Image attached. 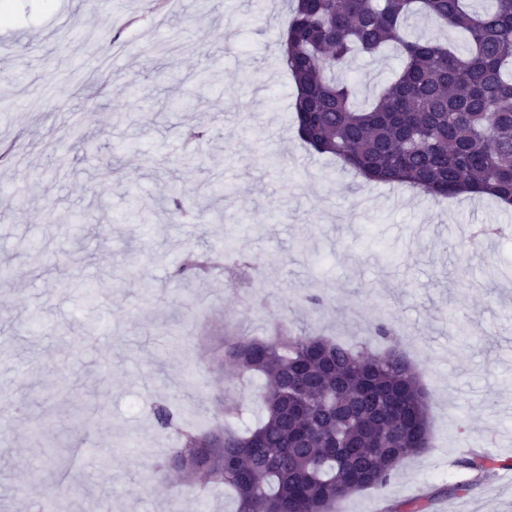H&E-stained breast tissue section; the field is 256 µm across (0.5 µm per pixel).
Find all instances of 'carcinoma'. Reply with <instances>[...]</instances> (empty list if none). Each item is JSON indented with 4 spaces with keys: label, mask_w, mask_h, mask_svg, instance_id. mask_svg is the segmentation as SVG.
<instances>
[{
    "label": "carcinoma",
    "mask_w": 512,
    "mask_h": 512,
    "mask_svg": "<svg viewBox=\"0 0 512 512\" xmlns=\"http://www.w3.org/2000/svg\"><path fill=\"white\" fill-rule=\"evenodd\" d=\"M295 0L282 62L296 88L300 139L367 180L435 198L472 189L512 204V0ZM459 33L463 49L403 29L414 17ZM394 48L398 76L367 108L336 77L355 52ZM224 360L263 380L264 418L243 432L187 431L165 405L158 424L182 444L171 459L221 484L236 512H336L355 493L384 489L399 463L429 447L426 392L393 347L373 352L303 334L224 343ZM456 466L487 475L476 451Z\"/></svg>",
    "instance_id": "cac0c4a2"
}]
</instances>
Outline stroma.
<instances>
[{
  "label": "stroma",
  "mask_w": 512,
  "mask_h": 512,
  "mask_svg": "<svg viewBox=\"0 0 512 512\" xmlns=\"http://www.w3.org/2000/svg\"><path fill=\"white\" fill-rule=\"evenodd\" d=\"M0 0V512H235L230 491H199L167 467L177 441L151 408L201 431L255 382L210 353L228 336L288 327L379 348L388 323L427 390L430 448L381 492L337 512H512L498 474L451 492L464 444L512 460V210L437 201L364 181L307 149L279 43L290 0ZM86 68L73 70L76 60ZM401 66L356 55L358 103ZM220 71L219 84L197 76ZM81 122L83 140H63ZM212 130L187 150L181 133ZM227 182L224 197L207 185ZM188 215L167 214L171 195ZM223 212L202 221L201 211ZM81 216L66 234L56 219ZM253 267L180 277L187 251L225 240ZM501 276L490 278V268ZM323 298L315 311L306 295ZM91 398L95 411H75Z\"/></svg>",
  "instance_id": "obj_1"
}]
</instances>
